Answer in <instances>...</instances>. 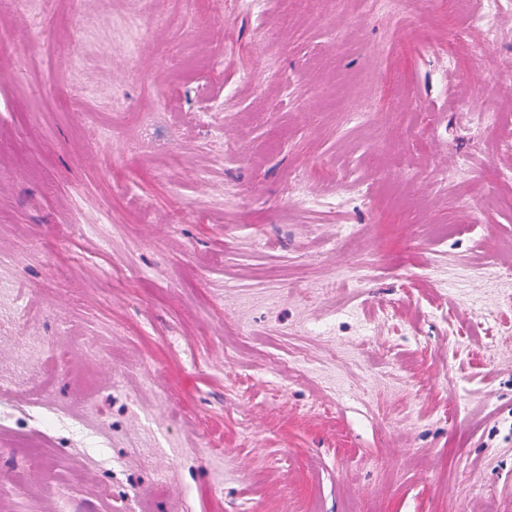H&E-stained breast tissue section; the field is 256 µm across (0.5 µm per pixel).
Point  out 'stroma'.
Returning a JSON list of instances; mask_svg holds the SVG:
<instances>
[{
  "label": "stroma",
  "mask_w": 512,
  "mask_h": 512,
  "mask_svg": "<svg viewBox=\"0 0 512 512\" xmlns=\"http://www.w3.org/2000/svg\"><path fill=\"white\" fill-rule=\"evenodd\" d=\"M474 40L0 0V512H512V0Z\"/></svg>",
  "instance_id": "1"
}]
</instances>
